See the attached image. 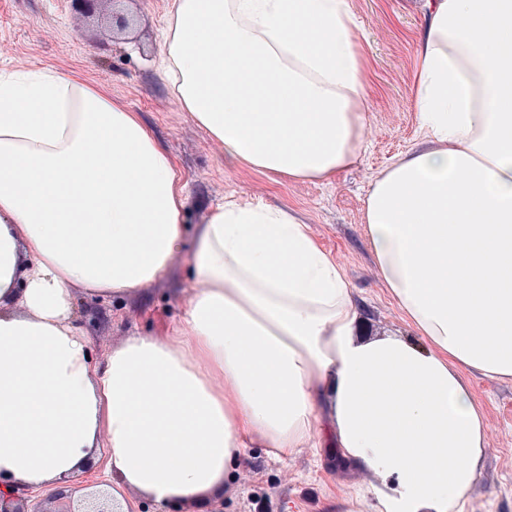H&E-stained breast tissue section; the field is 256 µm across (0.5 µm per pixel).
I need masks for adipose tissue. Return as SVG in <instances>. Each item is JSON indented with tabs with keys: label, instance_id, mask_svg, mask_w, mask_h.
Returning a JSON list of instances; mask_svg holds the SVG:
<instances>
[{
	"label": "adipose tissue",
	"instance_id": "obj_1",
	"mask_svg": "<svg viewBox=\"0 0 512 512\" xmlns=\"http://www.w3.org/2000/svg\"><path fill=\"white\" fill-rule=\"evenodd\" d=\"M421 143L371 181L375 267L413 338L364 339L343 266L290 210L227 196L186 316L101 358L75 292L133 296L182 245L185 186L136 113L61 71L0 77V479L203 503L243 448L373 474L382 512H468L488 446L468 381L512 379V0H422ZM351 0H174L161 46L224 156L331 180L366 150Z\"/></svg>",
	"mask_w": 512,
	"mask_h": 512
}]
</instances>
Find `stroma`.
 Segmentation results:
<instances>
[{
    "label": "stroma",
    "instance_id": "35a3bbf8",
    "mask_svg": "<svg viewBox=\"0 0 512 512\" xmlns=\"http://www.w3.org/2000/svg\"><path fill=\"white\" fill-rule=\"evenodd\" d=\"M172 8L173 0H122L119 9L134 17L135 27L116 36L99 17L76 10L72 0H0V73L72 71L101 86L113 103L139 116L186 185L183 248L169 274L125 300L77 295L76 322L94 354L104 356L131 336L167 335L182 321L194 277L195 230L228 195L292 209L309 224L319 245L347 273L364 337L409 334L374 268L363 212L373 177L421 136L411 85L414 34L422 25L419 0H353L372 77L368 148L329 183L292 182L224 160L157 70L160 34ZM470 385L488 425L482 485L472 496L471 512H512V379L474 375ZM373 481L370 473L337 463L323 448L283 457L254 444L205 507L182 502L162 507L132 490L123 499L133 512H380L368 492Z\"/></svg>",
    "mask_w": 512,
    "mask_h": 512
}]
</instances>
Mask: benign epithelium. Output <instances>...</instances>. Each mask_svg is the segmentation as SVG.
Segmentation results:
<instances>
[{"label": "benign epithelium", "mask_w": 512, "mask_h": 512, "mask_svg": "<svg viewBox=\"0 0 512 512\" xmlns=\"http://www.w3.org/2000/svg\"><path fill=\"white\" fill-rule=\"evenodd\" d=\"M98 486L100 483L92 482L80 487H55L46 501H64L61 509L44 508L40 500L30 504L28 500L11 493L0 495V512H125L114 503L113 498L96 490Z\"/></svg>", "instance_id": "7a95c632"}]
</instances>
